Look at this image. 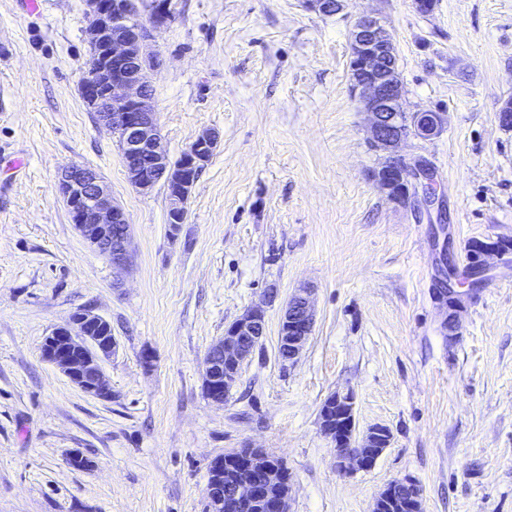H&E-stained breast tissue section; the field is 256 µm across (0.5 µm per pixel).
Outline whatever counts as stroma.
<instances>
[{
	"label": "stroma",
	"mask_w": 512,
	"mask_h": 512,
	"mask_svg": "<svg viewBox=\"0 0 512 512\" xmlns=\"http://www.w3.org/2000/svg\"><path fill=\"white\" fill-rule=\"evenodd\" d=\"M153 31L154 105L171 158L206 131L216 151L178 229L164 186L129 182L115 137L86 106L85 0H0V512H205L208 470L262 448L289 473V512H372L396 479L424 512H512V0H171ZM389 29L408 110L444 131L400 153L434 171L438 205L403 207L350 96V31ZM94 168L133 231L128 270L75 231L56 188ZM486 272L448 340L441 250L475 244ZM312 289L315 325L295 363L278 354L283 304ZM262 307L265 335L224 403L203 390L224 330ZM112 325V397L76 388L41 352L69 315ZM151 364H144V355ZM352 391L354 436L383 426L368 470L340 473L319 413ZM88 458L71 465L73 454Z\"/></svg>",
	"instance_id": "35a3bbf8"
}]
</instances>
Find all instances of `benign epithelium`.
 <instances>
[{
  "label": "benign epithelium",
  "instance_id": "1",
  "mask_svg": "<svg viewBox=\"0 0 512 512\" xmlns=\"http://www.w3.org/2000/svg\"><path fill=\"white\" fill-rule=\"evenodd\" d=\"M86 3L90 58L82 95L99 123L116 138L131 184L149 193L164 183L167 214L182 224L191 191L204 163L214 154L218 135L202 133L175 161L163 145L146 77L159 65L157 53L148 46L150 32L172 22L171 0H149L146 24L139 18L135 0ZM306 4L326 16L342 10L341 0H306ZM350 48V92L370 116L372 147L384 155L372 173L373 180L397 204L406 206L421 198L426 205H433V173L421 160L407 162L400 158L399 150L411 137L430 139L440 135L445 128L444 113L407 111L404 91L397 82L393 39L378 18L363 16L354 23ZM57 189L82 239L115 267H125L131 244L130 224L101 175L84 166L67 167L57 176ZM472 293L471 288H449L443 301L453 311ZM102 321L103 317L90 308L73 312L65 324L52 330L43 357L81 391L107 399L111 390L101 360L112 355L114 344L92 339V328ZM314 323L310 291L303 289L292 296L281 317L280 346L286 361L297 359ZM264 335L265 319L259 308L247 310L224 329V337L206 358L205 386L211 401L224 402L237 382V375L224 372V366L240 369ZM353 412L354 396L350 391L331 395L322 407L321 430L334 442L336 469L340 472L370 468L381 455V448L388 447L384 432H371L363 437L361 445L353 444ZM238 467L247 475L246 480L226 486L215 479L206 486L208 512H238L247 507L288 512V494L271 493L276 480L288 483L280 459L257 450L239 460ZM420 496L414 482L394 480L375 499L373 512L396 505L405 512H421Z\"/></svg>",
  "mask_w": 512,
  "mask_h": 512
}]
</instances>
